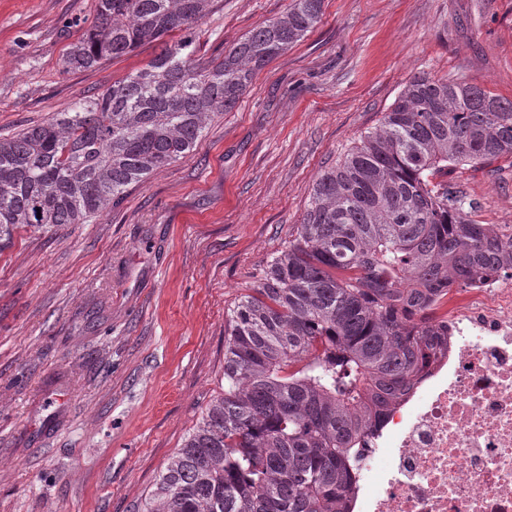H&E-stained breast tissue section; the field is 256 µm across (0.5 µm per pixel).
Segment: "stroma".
Masks as SVG:
<instances>
[{"mask_svg": "<svg viewBox=\"0 0 512 512\" xmlns=\"http://www.w3.org/2000/svg\"><path fill=\"white\" fill-rule=\"evenodd\" d=\"M97 0H0V136L147 65L67 54ZM289 0H214L198 66ZM512 99V0H324L196 147L88 224L0 249V512H137L224 386L233 307L293 238L318 176L416 75ZM481 224H512V159L449 169Z\"/></svg>", "mask_w": 512, "mask_h": 512, "instance_id": "1", "label": "stroma"}]
</instances>
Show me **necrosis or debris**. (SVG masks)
I'll use <instances>...</instances> for the list:
<instances>
[{
  "instance_id": "necrosis-or-debris-1",
  "label": "necrosis or debris",
  "mask_w": 512,
  "mask_h": 512,
  "mask_svg": "<svg viewBox=\"0 0 512 512\" xmlns=\"http://www.w3.org/2000/svg\"><path fill=\"white\" fill-rule=\"evenodd\" d=\"M447 334L356 443L349 512H512V266L436 292Z\"/></svg>"
}]
</instances>
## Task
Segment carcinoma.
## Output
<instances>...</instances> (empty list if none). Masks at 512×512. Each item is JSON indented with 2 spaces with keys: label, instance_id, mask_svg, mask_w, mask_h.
<instances>
[{
  "label": "carcinoma",
  "instance_id": "carcinoma-1",
  "mask_svg": "<svg viewBox=\"0 0 512 512\" xmlns=\"http://www.w3.org/2000/svg\"><path fill=\"white\" fill-rule=\"evenodd\" d=\"M213 0H98L69 54L90 68L175 30L102 95L0 137V247L19 228L85 224L193 150L258 71L320 20L290 0L199 67L194 25ZM512 157V100L419 75L379 127L316 180L297 235L230 314L224 388L139 512H347L351 449L428 366L429 294L512 264V234L469 218L435 183L448 167Z\"/></svg>",
  "mask_w": 512,
  "mask_h": 512
}]
</instances>
